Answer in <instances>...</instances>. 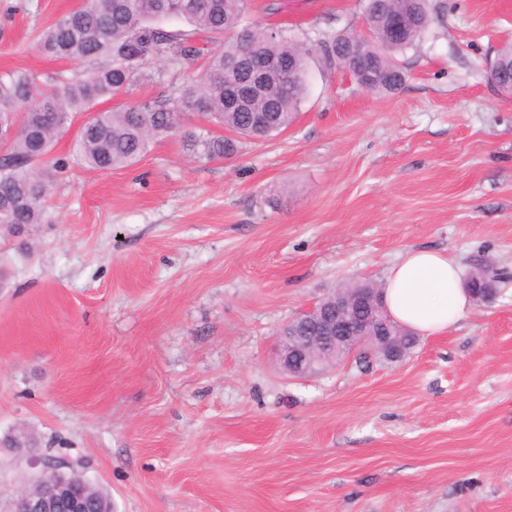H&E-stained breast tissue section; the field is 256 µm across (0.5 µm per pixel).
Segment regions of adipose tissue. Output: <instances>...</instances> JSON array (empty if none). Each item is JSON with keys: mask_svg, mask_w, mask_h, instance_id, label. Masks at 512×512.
I'll return each instance as SVG.
<instances>
[{"mask_svg": "<svg viewBox=\"0 0 512 512\" xmlns=\"http://www.w3.org/2000/svg\"><path fill=\"white\" fill-rule=\"evenodd\" d=\"M383 301L395 322L423 336L456 328L472 307L462 266L428 249L401 254L385 277Z\"/></svg>", "mask_w": 512, "mask_h": 512, "instance_id": "obj_1", "label": "adipose tissue"}]
</instances>
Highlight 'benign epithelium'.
Instances as JSON below:
<instances>
[{
  "mask_svg": "<svg viewBox=\"0 0 512 512\" xmlns=\"http://www.w3.org/2000/svg\"><path fill=\"white\" fill-rule=\"evenodd\" d=\"M236 71H247V87L235 82L227 99L262 94L269 78L267 65L251 56L241 57ZM392 321L380 298V289L362 288L348 298L328 295L288 322L279 336L277 362L292 378H305L332 358L341 364L354 354H375L387 362L404 360L399 337L390 334ZM31 489L14 495L4 512H113L105 497L79 464L62 456L47 455L29 461Z\"/></svg>",
  "mask_w": 512,
  "mask_h": 512,
  "instance_id": "7a95c632",
  "label": "benign epithelium"
}]
</instances>
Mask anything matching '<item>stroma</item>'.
Here are the masks:
<instances>
[{
  "instance_id": "35a3bbf8",
  "label": "stroma",
  "mask_w": 512,
  "mask_h": 512,
  "mask_svg": "<svg viewBox=\"0 0 512 512\" xmlns=\"http://www.w3.org/2000/svg\"><path fill=\"white\" fill-rule=\"evenodd\" d=\"M83 0H0V72L65 69L39 32ZM374 94L310 60L293 124L233 157L178 138L130 167L55 156L45 220L0 237V439L79 461L115 512H512V284L402 362L291 380L277 335L401 252L512 269V97L486 61L512 0H439ZM316 40L360 0H251Z\"/></svg>"
}]
</instances>
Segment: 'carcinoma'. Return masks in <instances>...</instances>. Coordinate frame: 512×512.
<instances>
[{
    "label": "carcinoma",
    "mask_w": 512,
    "mask_h": 512,
    "mask_svg": "<svg viewBox=\"0 0 512 512\" xmlns=\"http://www.w3.org/2000/svg\"><path fill=\"white\" fill-rule=\"evenodd\" d=\"M391 7L410 17L403 36H391L390 11L381 0H364L371 36L353 43L356 63L345 68L360 86L366 73L375 74L372 93L399 89L393 75L401 67L394 54L418 46L432 15L439 14L431 0H392ZM248 8V0H85L45 28L38 42L42 54L75 68L56 74L51 90L31 71L0 74V235L14 237L19 228L26 233L43 223L54 173L65 168L52 150L76 114H93L74 143L78 161L92 171L129 167L178 130L183 150L207 159L235 154L243 140H266L287 130L309 91V59L315 55L324 68H335L336 46L350 42L351 34L340 32L308 48L286 25L247 21ZM169 17L184 19L190 28L163 27L160 21ZM221 38L224 49L212 53L210 44ZM245 52L270 62L293 58L296 71L239 108L224 96V60ZM496 57L498 87L511 96L512 44ZM201 60V72L153 101L97 109L142 80L160 79L165 71L184 74ZM156 64L163 71L154 74ZM189 113L227 135L186 127Z\"/></svg>",
    "instance_id": "cac0c4a2"
}]
</instances>
